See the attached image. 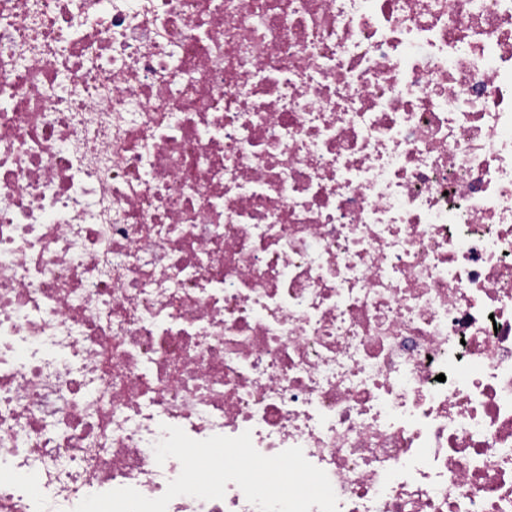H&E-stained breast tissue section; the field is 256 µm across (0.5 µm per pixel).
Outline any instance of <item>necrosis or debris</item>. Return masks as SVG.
Masks as SVG:
<instances>
[{"label": "necrosis or debris", "mask_w": 512, "mask_h": 512, "mask_svg": "<svg viewBox=\"0 0 512 512\" xmlns=\"http://www.w3.org/2000/svg\"><path fill=\"white\" fill-rule=\"evenodd\" d=\"M166 425L512 512V0H0V512Z\"/></svg>", "instance_id": "obj_1"}]
</instances>
